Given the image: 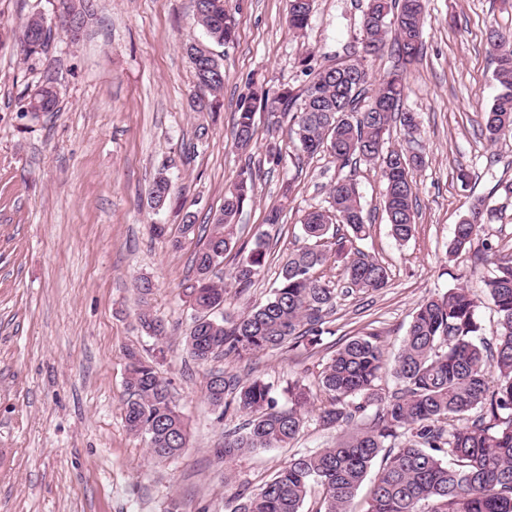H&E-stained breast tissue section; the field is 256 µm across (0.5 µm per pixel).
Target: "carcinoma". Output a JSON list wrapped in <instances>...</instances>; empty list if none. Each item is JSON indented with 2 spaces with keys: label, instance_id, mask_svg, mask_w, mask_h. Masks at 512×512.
<instances>
[{
  "label": "carcinoma",
  "instance_id": "1",
  "mask_svg": "<svg viewBox=\"0 0 512 512\" xmlns=\"http://www.w3.org/2000/svg\"><path fill=\"white\" fill-rule=\"evenodd\" d=\"M373 13L364 33L372 50L343 69L317 70L299 96L266 90L241 104L233 119L237 146L248 147L255 135L256 108L271 117L293 111L289 135L303 155L329 154L339 167L359 161L378 167L385 185L383 210L392 237L407 243L416 231L417 197L414 171L425 165L421 129L413 112L402 110L404 69L422 55L424 0H367ZM313 4L289 0L288 26L295 34L310 24ZM196 19L211 40L227 44L235 37L225 0H200ZM50 28L42 17L22 25L26 57L44 48ZM393 35L402 69L377 80L365 64ZM488 44L495 57L493 72L500 93L486 112L484 134L494 145L512 135V39L492 29ZM197 84L213 93L224 88V71L210 68L215 54L186 47ZM368 103L358 111L361 96ZM58 95L43 87L31 97L32 112H52ZM399 131L404 146L391 143ZM253 172L243 171L224 193V206L213 217L206 240L194 253L195 277L186 286L194 315L185 336L190 357L205 364L218 357L249 362L266 351L322 346L331 333L338 293L317 274L326 262L318 243L334 239L336 260L343 263L345 293H375L388 286L383 264L356 246L366 239L361 196L350 177L328 190V206L309 211L302 231L307 244L283 261L279 282L270 295L237 316L224 309L226 288L212 278L224 254L238 249L240 259L230 273L231 285L243 293L265 271L269 242L259 235L252 246H236L235 218L251 200ZM171 184L158 177L148 192L159 207ZM498 208L485 197L473 198L468 213L455 225L448 255L472 248L482 227ZM480 264L491 266L485 280L497 314V334L488 340L479 315L481 300L456 286L420 303L411 315L393 362L385 358L376 333L352 336L322 364L318 391L300 382L288 385V404L280 403L273 384L242 379L226 370H211L204 397L226 413L247 416L240 428L224 432L216 454L231 459L246 452L288 448L307 422V409L318 405L317 421L336 428V441L318 451H298L256 492H235L230 512H305L312 490H321L313 512H355L351 505L374 465V477L362 512H512V253L488 239L481 243ZM150 336L166 333L164 322L150 310L138 313ZM126 377L124 419L127 428L145 437L149 454L173 459L186 448L189 428L172 400L170 384L156 363L131 350ZM397 388L381 387L386 375Z\"/></svg>",
  "mask_w": 512,
  "mask_h": 512
}]
</instances>
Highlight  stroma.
Instances as JSON below:
<instances>
[{
    "instance_id": "obj_1",
    "label": "stroma",
    "mask_w": 512,
    "mask_h": 512,
    "mask_svg": "<svg viewBox=\"0 0 512 512\" xmlns=\"http://www.w3.org/2000/svg\"><path fill=\"white\" fill-rule=\"evenodd\" d=\"M366 0H315L304 37L288 29V0H226L236 37L210 44L193 0H84L78 35L56 19L58 0H0V512H230L227 488L257 491L293 451L315 450L333 434L309 420L293 448L256 450L224 461L216 450L242 413L220 415L203 395L208 365L188 355L184 336L192 310L183 286L193 278L196 236L180 250L151 225L177 228L186 215L211 223L224 190L242 168L256 169L253 201L234 230L238 243L266 234L267 268L241 296L228 294L235 314L276 287L280 264L304 243L307 211L324 205L330 184L354 176L368 236L358 246L388 269L389 286L340 297L330 335L318 352L279 350L245 364L221 367L286 387L301 379L316 387L328 351L349 336L380 334L394 357L413 309L435 292L468 286L482 297L486 335L497 316L486 298L485 270L471 253L447 257L452 230L474 197L504 206L482 235L512 252V200L496 192L512 181V138L489 145L484 115L499 87L488 51L490 29L512 33V0H426L424 50L408 66L404 107L416 112L426 165L415 171L418 200L414 237L398 244L383 211V183L368 163L340 168L332 157L299 154L290 119L272 124L256 114L249 149L232 136L233 115L255 85L300 92L309 78L300 66L334 63L363 37ZM43 17L50 28L44 50L25 56L20 25ZM211 46L224 64V88L199 87L186 44ZM56 87L52 112H31L29 98ZM211 111L195 112L192 98ZM276 143L280 165L267 162ZM469 188L456 180L459 166ZM171 181L164 208L148 203L158 173ZM293 181L290 200L281 185ZM282 208L279 224L268 212ZM168 325L166 337L147 336L136 320L137 285ZM157 357L190 426L176 459H152L141 436L128 431L123 402L127 350Z\"/></svg>"
}]
</instances>
